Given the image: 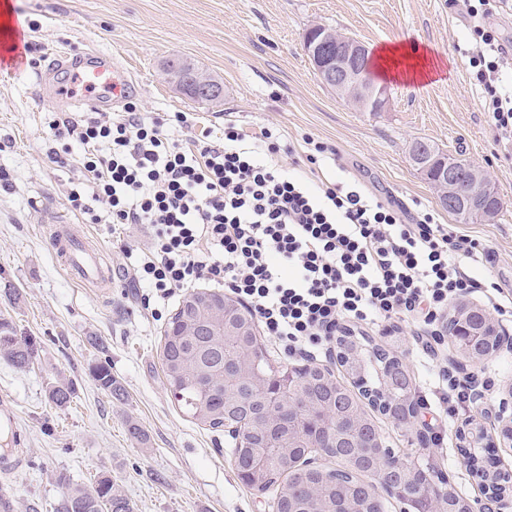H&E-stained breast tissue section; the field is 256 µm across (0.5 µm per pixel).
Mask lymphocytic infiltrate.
<instances>
[{
  "label": "lymphocytic infiltrate",
  "instance_id": "1",
  "mask_svg": "<svg viewBox=\"0 0 512 512\" xmlns=\"http://www.w3.org/2000/svg\"><path fill=\"white\" fill-rule=\"evenodd\" d=\"M474 33L479 48L470 64L484 109L511 134L504 47L494 31ZM187 122L184 113H145L130 102L109 120L48 124L55 139L82 148L71 210L116 231L146 226V249L120 246L145 289L144 309L214 282L250 309L287 358L331 354L353 323L385 334L410 324L438 367L446 415L468 408L472 380L441 367L426 339L442 335L452 299L480 292L469 267L489 260V250L428 212L408 222L401 210L352 188L325 183L310 191L274 163L283 146L270 129L251 132L230 121L220 141L207 132L174 138L173 128Z\"/></svg>",
  "mask_w": 512,
  "mask_h": 512
}]
</instances>
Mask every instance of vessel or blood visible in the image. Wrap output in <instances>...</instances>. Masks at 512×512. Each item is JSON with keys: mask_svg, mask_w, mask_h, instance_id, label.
<instances>
[{"mask_svg": "<svg viewBox=\"0 0 512 512\" xmlns=\"http://www.w3.org/2000/svg\"><path fill=\"white\" fill-rule=\"evenodd\" d=\"M59 70L66 71L70 81L75 80L83 85L85 97H76L67 85H51V74ZM127 84L122 69L111 55L98 49L80 55L69 52L57 54L47 70L36 76L37 94L51 92L63 112L98 111L110 97L120 95ZM47 239L63 267L78 282L111 283L112 273L102 267L99 253L91 250L70 226H49Z\"/></svg>", "mask_w": 512, "mask_h": 512, "instance_id": "1", "label": "vessel or blood"}]
</instances>
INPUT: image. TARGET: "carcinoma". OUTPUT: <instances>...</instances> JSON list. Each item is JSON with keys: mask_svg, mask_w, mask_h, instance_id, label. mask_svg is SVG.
Instances as JSON below:
<instances>
[{"mask_svg": "<svg viewBox=\"0 0 512 512\" xmlns=\"http://www.w3.org/2000/svg\"><path fill=\"white\" fill-rule=\"evenodd\" d=\"M197 324L196 335L186 336L181 311H176L168 322L161 344L166 383L179 406L199 424L211 429L224 426L227 420L239 424L241 439L254 444L235 456L238 477L246 486L259 493L273 492L274 507L278 512H306L307 503L302 496L288 500V486L301 488L316 482L322 486L323 496L334 503L336 496L344 491L361 489L372 481V469L366 463H353L350 448L342 449L334 464L325 470L313 469L305 463L288 469V456L273 450L276 433L265 435L256 431L250 422V414L258 405L267 410L280 409L273 383L287 375L288 369L276 368L269 362L256 335L237 336L227 341L222 336L210 335L214 326L207 305L199 307ZM338 344L340 360H345L349 350L357 355L348 372L353 388L346 387L332 373L316 366L306 365L298 369L297 376L312 379L331 405L336 403L338 393L358 402L372 396L384 409L399 398L400 393L388 389L382 380L385 371L398 363L396 358L382 349L368 351L353 335L339 338ZM0 358L19 370H25L33 363L30 346L18 341L12 323L1 318ZM93 377L109 395H123L120 384L106 366L95 367ZM75 394L73 382H59L49 389L48 401L63 407ZM304 426L305 438L293 449L297 461L311 457L312 441L323 443L332 433V428L327 425L307 421ZM58 481L66 488L62 512H134L129 499L108 476L100 477L91 490L72 483L63 474Z\"/></svg>", "mask_w": 512, "mask_h": 512, "instance_id": "1", "label": "carcinoma"}]
</instances>
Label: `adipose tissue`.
I'll list each match as a JSON object with an SVG mask.
<instances>
[{
  "instance_id": "1",
  "label": "adipose tissue",
  "mask_w": 512,
  "mask_h": 512,
  "mask_svg": "<svg viewBox=\"0 0 512 512\" xmlns=\"http://www.w3.org/2000/svg\"><path fill=\"white\" fill-rule=\"evenodd\" d=\"M375 65L383 79L406 83L425 81L443 67L431 51L405 43L382 47L376 55Z\"/></svg>"
}]
</instances>
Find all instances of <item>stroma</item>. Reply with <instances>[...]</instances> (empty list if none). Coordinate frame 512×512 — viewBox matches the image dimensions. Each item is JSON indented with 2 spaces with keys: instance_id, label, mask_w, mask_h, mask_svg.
Listing matches in <instances>:
<instances>
[{
  "instance_id": "35a3bbf8",
  "label": "stroma",
  "mask_w": 512,
  "mask_h": 512,
  "mask_svg": "<svg viewBox=\"0 0 512 512\" xmlns=\"http://www.w3.org/2000/svg\"><path fill=\"white\" fill-rule=\"evenodd\" d=\"M10 2L24 20L33 59L19 72H0V318L11 320L17 339L34 352L26 370L0 359V395L14 402L28 459L22 472L0 484L12 497L13 512H57L62 473L89 487L110 476L135 512H273L271 495L239 479L227 433L197 425L171 396L160 357L166 323L143 309L142 290L126 270L111 227L83 223L68 205L81 150L72 147L70 165L49 162L47 124L59 112L37 98L32 80L55 50L110 52L126 72L130 100L145 112L186 113L191 134H222L231 119L250 131L270 128L287 144L302 145L307 137L325 143L331 153L317 173L299 153L281 163L304 174L310 186L324 178L356 186L406 217L427 211L437 223L479 240L492 260L473 267V275L512 299V141L490 123L469 64L475 25L512 41V0H490L478 20L451 0ZM318 23L352 34L374 51L399 42L426 47L447 59V70L420 85L389 83L384 111H356L320 83L304 52L303 35ZM174 56L223 82V106L171 88L162 67ZM417 138L461 154L491 177L501 200L494 223H463L440 206L409 161V145ZM53 220L72 225L99 250L102 265L112 271L109 296L67 274L46 240ZM11 288L18 296L7 297ZM356 334L401 360L417 390L428 388L431 375L410 328L391 336L368 328ZM438 349L458 375L489 374V397L459 412L450 425L419 416L399 426L372 408L367 415L385 447L433 467L458 493L479 499L480 480L461 456L466 442L459 432L497 413L512 389V352L473 364L462 361L450 341ZM99 364L109 366L124 399L110 397L94 380L91 370ZM59 380L73 381L77 392L62 408L46 397ZM132 423L143 430L144 441L130 437Z\"/></svg>"
}]
</instances>
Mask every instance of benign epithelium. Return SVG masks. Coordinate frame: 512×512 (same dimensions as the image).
Returning <instances> with one entry per match:
<instances>
[{
	"mask_svg": "<svg viewBox=\"0 0 512 512\" xmlns=\"http://www.w3.org/2000/svg\"><path fill=\"white\" fill-rule=\"evenodd\" d=\"M331 45L340 47L334 56L326 54ZM304 50L313 65L321 83L336 96L351 104L360 112H382L389 102L386 84L379 81L372 71L373 55L369 48L356 38L326 27L322 24L311 26L304 36ZM166 81L183 94H192L212 104L223 102L224 86L210 75L197 70L183 59L172 60L165 71ZM409 158L436 193L441 207L465 221L476 212L482 222L491 224L497 215V208L489 204L493 183L480 168L446 152L435 155L416 140L411 144ZM218 314L217 324L224 327V333H244L248 330L249 317L238 305L224 298L212 302ZM450 320L448 338L459 354L467 361L477 363L496 354L503 348L512 349V335L482 306L470 303L458 304ZM402 386L405 392L403 407L386 411V414L400 425H406L416 416V390L407 370H402ZM313 414L336 427L338 444L316 449L313 456L318 463H325L333 452L341 447L339 440L348 439L355 449L359 461H367L372 467L387 474V480L361 493L350 492L346 503L336 506V512H383V494H397L406 505L404 512H504L509 508L505 500L506 486L484 482L485 498L472 501L454 489L448 491L422 492L406 495L404 489L420 482V475L414 469H401L394 458L386 453L381 439L374 437L365 416L352 404L340 403L336 412L322 407L318 399L301 396L289 403L288 414L264 413L256 427L268 423L282 426L280 437L288 440V447L294 448L299 441L298 420L301 416ZM483 441L489 440L512 452V390L500 403L490 427H478L473 431Z\"/></svg>",
	"mask_w": 512,
	"mask_h": 512,
	"instance_id": "1",
	"label": "benign epithelium"
}]
</instances>
